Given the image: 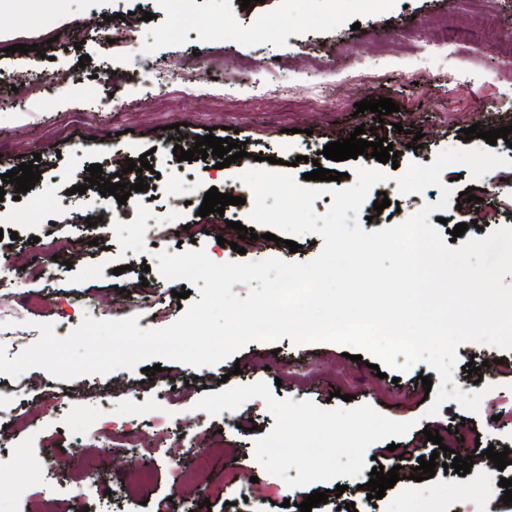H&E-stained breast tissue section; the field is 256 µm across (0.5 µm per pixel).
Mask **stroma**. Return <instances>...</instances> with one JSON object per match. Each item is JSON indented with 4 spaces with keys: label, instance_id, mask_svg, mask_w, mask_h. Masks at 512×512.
<instances>
[{
    "label": "stroma",
    "instance_id": "35a3bbf8",
    "mask_svg": "<svg viewBox=\"0 0 512 512\" xmlns=\"http://www.w3.org/2000/svg\"><path fill=\"white\" fill-rule=\"evenodd\" d=\"M151 20H142V13ZM81 19V49L47 43L49 30H66ZM115 33L108 43L106 33ZM459 46L446 57L426 58L424 48L439 37ZM38 45V52L7 54L9 46ZM47 57H40V49ZM87 64H80L81 55ZM112 68L102 81L103 68ZM392 99L398 112L377 118L356 113L361 100ZM179 124L177 135L168 125ZM512 125V0H54L45 11L39 0H0V175L21 161L40 156L41 178L21 199L0 200V254L13 268L0 270V345L8 357L37 343L40 326L50 323L67 336L84 316L99 320L137 317L142 329H159L182 310L175 290L194 283L160 275L157 253L198 248L214 262L261 261L278 257L295 263L322 250L312 235L299 236L298 252L265 240L239 239L234 223L249 225L251 189L239 179L255 157L287 161V174L301 179L315 166L341 172L340 187L356 181L357 168L382 167L388 179L377 184L390 204L375 212L372 201L357 220L372 232L404 222L423 205L438 203L431 186L409 195L396 177L413 163L431 164L436 153L459 146L461 129ZM366 126V140L382 136L398 153L397 164L374 157L345 161L320 158L327 143L348 138ZM422 129L420 149L397 126ZM215 137L236 130L246 157L217 168L215 156L177 161L173 149H191L197 135ZM152 152V170L122 173L120 162ZM506 158L480 179L463 165L442 172L454 193L429 223L449 236L466 224V237L512 226V147L497 142ZM122 173L124 181L144 178L147 188L126 204L103 200L90 206L76 194L89 165ZM484 189L482 200L461 203L468 188ZM235 191L239 206L223 214L199 216L202 192ZM28 208L29 221H13ZM111 222L85 223L94 208ZM251 225V224H250ZM70 242L52 253L49 242ZM240 242L234 252L231 242ZM38 305H30V298ZM342 345L296 344L283 337L254 341L235 356L211 366L165 360L146 377L140 369H117L67 381L33 367L19 377L0 374V512H156L159 502L178 498L182 512L210 501L211 512H299L316 491L327 503L311 512H338L340 502L357 512H408L414 496L438 490V512H498L504 493L480 448L512 449V351L481 344L456 349L459 377L467 391L487 387L478 412L444 402L429 414L423 377L439 382L426 363L406 370L387 368L379 378L371 354L353 361ZM500 367H486V360ZM481 365L480 381L465 370ZM263 382L277 399L312 401L320 408L369 405L400 422H412L396 437L395 451L381 439L367 451L366 468L402 465L403 477L380 499L367 498L363 476L345 478L342 496L335 481L291 488L286 478L266 472L255 458L256 439L275 424L265 402L245 401L237 409L211 415L196 409L204 394L226 386ZM255 430H248V423ZM459 429L475 463L466 475L446 472L452 455L433 478L416 482L410 474L417 452L431 454L425 431ZM217 448L233 479L216 489L206 474L183 480L182 468L198 449Z\"/></svg>",
    "mask_w": 512,
    "mask_h": 512
}]
</instances>
